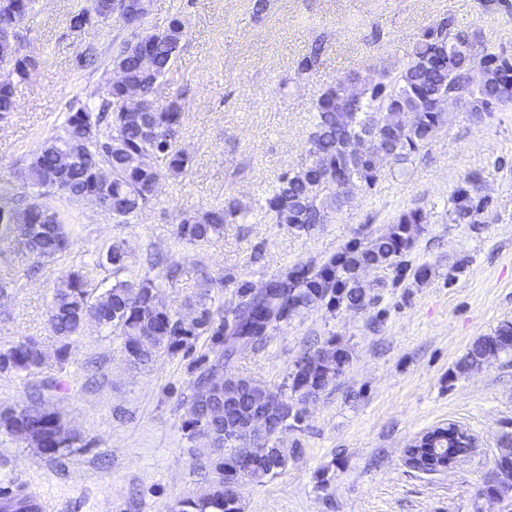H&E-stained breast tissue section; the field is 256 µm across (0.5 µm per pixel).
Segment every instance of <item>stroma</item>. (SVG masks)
Segmentation results:
<instances>
[{
    "instance_id": "obj_1",
    "label": "stroma",
    "mask_w": 512,
    "mask_h": 512,
    "mask_svg": "<svg viewBox=\"0 0 512 512\" xmlns=\"http://www.w3.org/2000/svg\"><path fill=\"white\" fill-rule=\"evenodd\" d=\"M87 3L35 0L22 35L42 64L18 86L17 112L0 122L2 181L14 180L37 146L60 133L71 104L105 93L107 61L131 31L113 20L72 34L66 18ZM177 14L187 35L157 97L183 100L181 145L191 171L163 180L150 207L127 224L62 200L77 239L72 260H93L103 244L120 243L135 257L134 277L146 271L149 254H161L178 268L164 296L181 312L202 273L224 278L222 298L230 302L237 281L260 283L283 267L325 260L362 234L385 231L400 210L424 208L427 222L406 259L430 268L426 280L396 285L390 271L368 270L376 289L366 309L305 312L231 366L233 376L274 389L293 360L329 336L351 351L336 384L276 436L295 451L287 468L245 483L241 508L475 512L477 490L512 447V355L458 370L479 337L512 321V110L479 119L452 112L428 148L402 165L386 159L372 193L311 232L269 223L260 206L279 175L308 163L314 105L336 78L402 64L420 32L448 17L481 30L489 51L512 53V0H153L144 27L165 26ZM88 41L105 59L95 71L77 64ZM314 49L312 72L297 77L298 61ZM473 170L484 171L491 202L475 223H449L448 198ZM228 196L246 218L191 254L174 246L181 213ZM0 273L13 277L0 308V344L31 337L46 355L38 374H0V409L62 378L66 389L46 397L81 445L59 463L0 433V488L26 482L44 512H172L198 483L182 428L197 377L189 358L161 355L133 369L120 336L91 326L73 338L70 363L58 370L57 338L45 326L58 265L38 266L10 249L0 252ZM451 423L475 436L476 454L436 474L405 464L403 450L416 436Z\"/></svg>"
}]
</instances>
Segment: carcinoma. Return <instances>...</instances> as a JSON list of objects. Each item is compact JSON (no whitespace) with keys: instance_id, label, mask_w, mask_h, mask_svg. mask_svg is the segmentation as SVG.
Masks as SVG:
<instances>
[{"instance_id":"cac0c4a2","label":"carcinoma","mask_w":512,"mask_h":512,"mask_svg":"<svg viewBox=\"0 0 512 512\" xmlns=\"http://www.w3.org/2000/svg\"><path fill=\"white\" fill-rule=\"evenodd\" d=\"M33 0H0V25L20 13L32 12ZM185 36L181 16L155 30L140 48L125 40L112 53V66L124 72L121 83H108L106 96L95 106L76 104L66 113L62 133L46 139L16 176L18 184L0 183V245L30 254L35 263L56 262L73 249L76 238L68 216L56 200L97 192L94 169L112 173L107 195L115 224H126L155 198V186L163 179L188 175L191 157L180 146L184 107L180 96L161 102L156 87L170 69ZM481 45L480 32L459 26L448 18L422 30L406 62L383 68L371 77L358 73L337 78L314 105V122L307 140L308 164L282 173L264 198L261 210L273 224L309 233L329 224L351 205L355 194H368L378 185L382 171L372 155L353 150L362 138L379 150L388 149L401 164L419 154L447 128L448 106L441 94H469L468 111L476 117L512 105V56L474 54ZM101 52L87 42L78 53L81 68H97ZM32 64L26 55L13 62V78L0 83V122L17 111V85L29 77ZM140 92L139 112L123 111L128 93ZM69 150L75 164L58 170L59 154ZM152 155L148 166L132 157ZM484 181L482 173H467L456 186L448 208L452 224H472L481 201L472 194ZM35 187L28 196L17 187ZM14 213L27 223L10 221ZM241 208L233 197L204 210L184 212L173 232L174 243L187 250L207 246L224 236V225L235 224ZM427 223L420 207L401 211L379 235L356 238L321 264L286 266L256 293L253 284L237 286L235 302L215 305L213 291L224 280L207 274L187 302L194 316L185 320L174 311L162 289L176 284V270L165 268L155 275L120 279L130 267V255L121 246L108 244L98 250L91 264L60 270L53 289L46 326L58 338L55 359L63 369L71 358V340L88 323L118 334L130 365L138 367L153 356L186 352L206 337L210 354L199 360L203 371L194 385L192 406L196 415L184 424L199 485L180 499L173 512H241L239 497L229 485L244 473L247 482H259L288 466L294 451L268 441L288 420L300 419L298 405L319 396L336 383L350 362L348 348L330 337L322 347L303 352L289 368L283 384L272 390L255 381L222 376L243 352L261 346L282 324L312 308L333 313L345 307L366 308L371 297L359 271L365 267L400 270L401 257L410 252ZM103 269L112 270L114 282L103 292L96 280ZM500 354H512V322L492 336L477 339L459 365L464 371ZM45 356L33 338L0 345V374L31 376L39 372ZM62 380L36 387L21 404L0 411V433H27L26 441L37 453L62 459L79 450V438L59 436L63 422L44 396L61 391ZM237 441L247 445L226 455ZM427 452L452 455L459 452L448 428L430 431ZM0 512H38L27 483L11 482L0 491Z\"/></svg>"}]
</instances>
